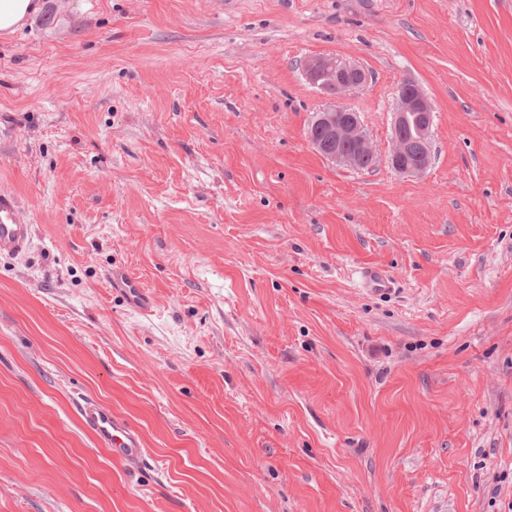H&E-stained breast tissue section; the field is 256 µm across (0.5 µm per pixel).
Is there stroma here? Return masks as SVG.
<instances>
[{
    "mask_svg": "<svg viewBox=\"0 0 512 512\" xmlns=\"http://www.w3.org/2000/svg\"><path fill=\"white\" fill-rule=\"evenodd\" d=\"M317 54L369 73L371 168L307 140ZM407 80L421 178L388 163ZM1 192L32 235L0 254V512L512 501V0H43L0 42ZM434 106L414 81L399 89L394 112L391 167L408 176H423L433 163L431 136ZM355 273L358 287L367 294L381 296L394 290L392 278L382 268L363 265L357 267ZM112 288L120 293L124 301L141 313H149L154 306V300L147 288H143L129 274L112 272ZM81 412L100 444L115 459L133 464L142 458L145 450L142 438L125 420L92 400H84Z\"/></svg>",
    "mask_w": 512,
    "mask_h": 512,
    "instance_id": "35a3bbf8",
    "label": "stroma"
}]
</instances>
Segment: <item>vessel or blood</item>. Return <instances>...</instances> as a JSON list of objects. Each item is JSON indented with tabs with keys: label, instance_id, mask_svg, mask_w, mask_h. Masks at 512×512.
Wrapping results in <instances>:
<instances>
[{
	"label": "vessel or blood",
	"instance_id": "vessel-or-blood-1",
	"mask_svg": "<svg viewBox=\"0 0 512 512\" xmlns=\"http://www.w3.org/2000/svg\"><path fill=\"white\" fill-rule=\"evenodd\" d=\"M34 8L33 0H28L23 13L0 11V40L11 39L19 30L27 27L35 16ZM30 235L31 226L22 218L17 200L12 196L0 194V253L24 252ZM355 273L360 290L367 294L381 296L393 290V280L382 268L363 265L357 267ZM111 278L113 288L131 308L142 313L151 311L154 300L134 277L115 272ZM81 412L100 444L107 448L115 459L133 464L142 458V438L125 420L91 400L84 401Z\"/></svg>",
	"mask_w": 512,
	"mask_h": 512
}]
</instances>
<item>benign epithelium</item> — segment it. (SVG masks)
<instances>
[{
	"label": "benign epithelium",
	"mask_w": 512,
	"mask_h": 512,
	"mask_svg": "<svg viewBox=\"0 0 512 512\" xmlns=\"http://www.w3.org/2000/svg\"><path fill=\"white\" fill-rule=\"evenodd\" d=\"M306 80L329 97L308 131L315 151L332 162L352 169L376 149L365 131L360 115L347 104V97L365 86L367 71L336 55H316L302 66ZM434 106L424 90L413 81L399 89L394 112L391 167L408 176L424 175L433 163L431 136Z\"/></svg>",
	"instance_id": "obj_1"
}]
</instances>
